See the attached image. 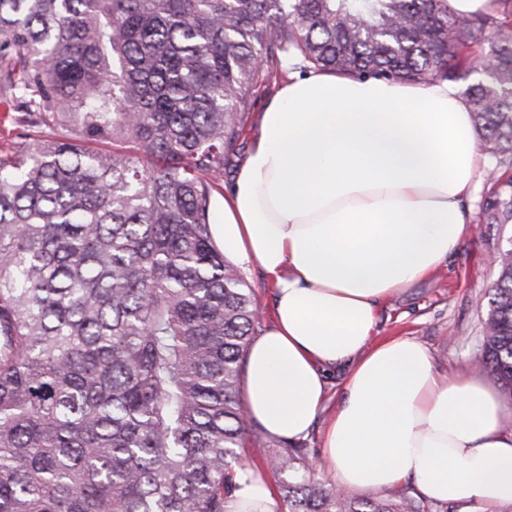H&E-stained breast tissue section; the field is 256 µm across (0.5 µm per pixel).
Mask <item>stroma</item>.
I'll return each mask as SVG.
<instances>
[{"mask_svg": "<svg viewBox=\"0 0 512 512\" xmlns=\"http://www.w3.org/2000/svg\"><path fill=\"white\" fill-rule=\"evenodd\" d=\"M489 189L487 178H480L469 201L478 221L460 251L432 276L382 305L375 338L416 337L444 373L477 368L479 378L512 410V395L480 366L488 291L499 274L494 259L512 251V223L480 220Z\"/></svg>", "mask_w": 512, "mask_h": 512, "instance_id": "obj_1", "label": "stroma"}]
</instances>
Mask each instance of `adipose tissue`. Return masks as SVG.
<instances>
[{
  "label": "adipose tissue",
  "instance_id": "ef3b65f1",
  "mask_svg": "<svg viewBox=\"0 0 512 512\" xmlns=\"http://www.w3.org/2000/svg\"><path fill=\"white\" fill-rule=\"evenodd\" d=\"M210 233L273 284V321L244 361L243 401L272 437H307L346 374L321 435L338 488L413 479L459 512L512 505L506 409L473 375L439 373L411 336L373 343L378 311L426 279L473 231L467 201L487 165L456 85L357 79L283 61ZM228 512H276L268 477L237 479Z\"/></svg>",
  "mask_w": 512,
  "mask_h": 512
}]
</instances>
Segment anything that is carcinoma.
Segmentation results:
<instances>
[{"mask_svg": "<svg viewBox=\"0 0 512 512\" xmlns=\"http://www.w3.org/2000/svg\"><path fill=\"white\" fill-rule=\"evenodd\" d=\"M289 57L466 83L497 160L483 220L512 221V0L475 18L448 0H0V97L63 133L0 153V512H225L263 315L211 239L212 197ZM484 329L512 396L509 253ZM315 463L302 441L266 461L279 512H450L327 486Z\"/></svg>", "mask_w": 512, "mask_h": 512, "instance_id": "obj_1", "label": "carcinoma"}]
</instances>
